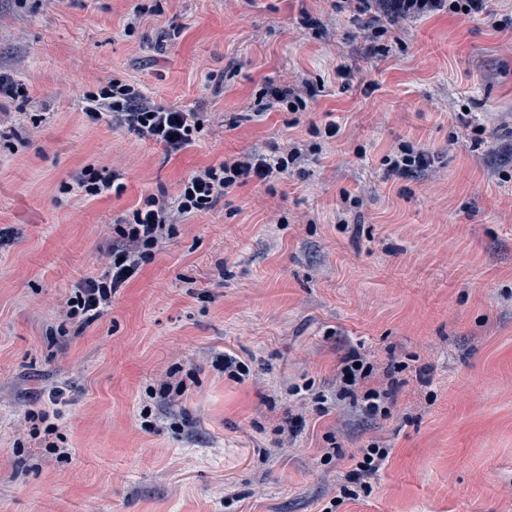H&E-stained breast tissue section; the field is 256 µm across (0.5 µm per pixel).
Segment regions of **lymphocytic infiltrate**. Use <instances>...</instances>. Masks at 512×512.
<instances>
[{
	"mask_svg": "<svg viewBox=\"0 0 512 512\" xmlns=\"http://www.w3.org/2000/svg\"><path fill=\"white\" fill-rule=\"evenodd\" d=\"M341 10L363 20L369 41H377L388 32V24L400 18H425L441 10L467 15L489 14L497 31L512 30V14H492L488 0H337ZM317 85L308 80L284 79L270 86L266 94L280 110L301 112L307 98L316 96ZM82 115L87 123L107 122L125 129L176 154L195 140L201 118L174 106L158 105L128 84L109 83L99 92L87 95ZM302 151L294 147L287 152L266 155L249 151L220 163L195 170L186 177L173 202L149 195L142 199L122 224L116 225L117 241L109 261L96 277L87 279L74 289L65 303L66 319L88 327L101 319L112 304L117 291L150 262L167 240L178 232V224L191 215L211 209L215 203L235 189L250 182L271 181L277 174L296 167ZM387 178L416 176L430 166L429 151L403 142L385 158Z\"/></svg>",
	"mask_w": 512,
	"mask_h": 512,
	"instance_id": "obj_1",
	"label": "lymphocytic infiltrate"
}]
</instances>
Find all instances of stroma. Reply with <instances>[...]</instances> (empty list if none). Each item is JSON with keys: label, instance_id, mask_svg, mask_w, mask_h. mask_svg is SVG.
<instances>
[{"label": "stroma", "instance_id": "obj_1", "mask_svg": "<svg viewBox=\"0 0 512 512\" xmlns=\"http://www.w3.org/2000/svg\"><path fill=\"white\" fill-rule=\"evenodd\" d=\"M335 4L0 0V72L27 89L0 99V512H512V34L444 10L373 54ZM290 74L322 92L256 119ZM115 80L200 113L195 143L170 155L83 123L86 93ZM327 114L339 137L181 224L103 318L58 317L142 197L311 144ZM402 142L434 160L386 179ZM88 167L122 171V193L65 191ZM353 350L369 388H395L387 417L336 400ZM226 354L248 380L216 368ZM170 371L186 390L168 403ZM55 386V433L30 435L25 413ZM372 440L388 461L340 499ZM216 366L229 379L239 383L244 382L246 378L250 377L249 366L231 355H224V357L217 359Z\"/></svg>", "mask_w": 512, "mask_h": 512}]
</instances>
